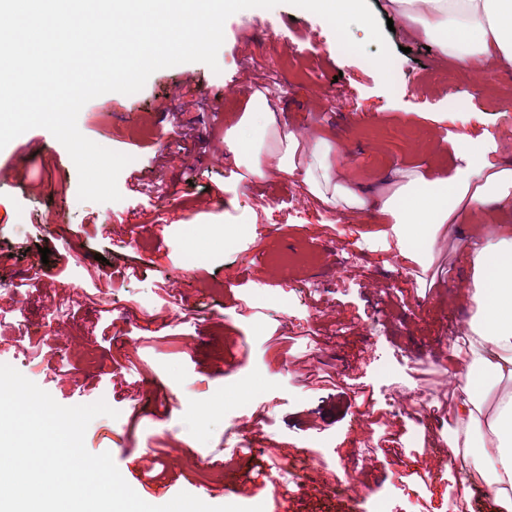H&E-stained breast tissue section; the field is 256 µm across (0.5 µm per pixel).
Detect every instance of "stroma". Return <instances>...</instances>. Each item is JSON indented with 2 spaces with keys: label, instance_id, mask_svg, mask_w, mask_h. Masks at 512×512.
Returning <instances> with one entry per match:
<instances>
[{
  "label": "stroma",
  "instance_id": "stroma-1",
  "mask_svg": "<svg viewBox=\"0 0 512 512\" xmlns=\"http://www.w3.org/2000/svg\"><path fill=\"white\" fill-rule=\"evenodd\" d=\"M368 4L392 25L401 93L372 65L380 46L364 27L350 35L366 55L348 53L323 18L283 0L226 20L219 71L179 64L84 105L80 132L131 157L120 201L73 203L76 167L46 129L0 150L13 176L0 184V363L61 405L117 410L90 423L85 446L109 452L129 483V463L147 458L160 485L147 503L210 487L211 505L264 512H507L466 480L467 460L418 474L429 443L448 448L467 380L437 353L471 316L472 246L488 222L512 237V211H459L422 267L376 245L375 209L320 203L299 171L254 177L225 148L257 96L282 129L339 146L335 182L378 194L409 170L448 175L464 134L502 136L498 158L512 165V69L492 57L467 69L387 0ZM189 246L205 253L191 277ZM253 253L295 263L279 271ZM24 324L51 345L20 335ZM246 383L244 438L257 453L230 462L224 407Z\"/></svg>",
  "mask_w": 512,
  "mask_h": 512
}]
</instances>
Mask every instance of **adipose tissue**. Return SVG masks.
Wrapping results in <instances>:
<instances>
[{"instance_id": "ef3b65f1", "label": "adipose tissue", "mask_w": 512, "mask_h": 512, "mask_svg": "<svg viewBox=\"0 0 512 512\" xmlns=\"http://www.w3.org/2000/svg\"><path fill=\"white\" fill-rule=\"evenodd\" d=\"M402 17L419 27L448 56L480 69L488 55L512 67V0H391ZM270 107L248 113L224 142L241 157L244 138L256 132L276 135L277 159L254 156L251 171L259 177L303 171L309 194L326 203L362 210L376 208L391 226L401 257L419 263L436 245L435 235L459 207L512 209V167L494 160L496 142L465 138L462 166L447 178L414 173L392 194L371 198L362 188L332 182L334 145L304 139L299 131H280ZM472 279L465 298L473 318L463 345L451 348L454 364L469 377L456 390L452 408L456 429L450 445L462 449L476 476L494 496L512 503V238L496 226L483 229V244L471 256Z\"/></svg>"}]
</instances>
